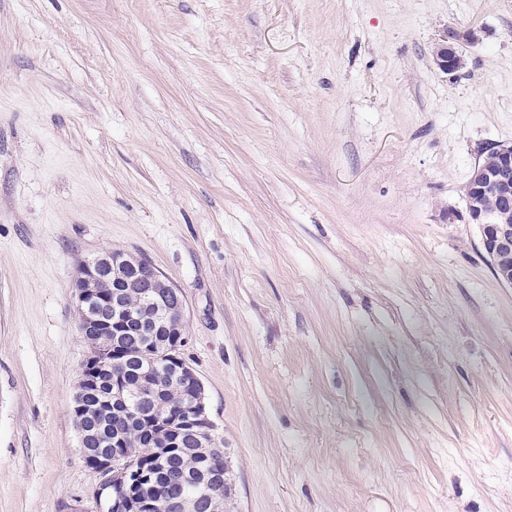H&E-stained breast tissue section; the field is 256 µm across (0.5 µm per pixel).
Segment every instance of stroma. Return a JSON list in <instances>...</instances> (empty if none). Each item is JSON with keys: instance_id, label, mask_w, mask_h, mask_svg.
Returning <instances> with one entry per match:
<instances>
[{"instance_id": "obj_1", "label": "stroma", "mask_w": 512, "mask_h": 512, "mask_svg": "<svg viewBox=\"0 0 512 512\" xmlns=\"http://www.w3.org/2000/svg\"><path fill=\"white\" fill-rule=\"evenodd\" d=\"M503 143L512 0H0V512H101L103 250L182 291L233 512H512V288L465 196ZM454 35L445 34L434 51V63L443 73L454 75L464 68L466 57L454 42Z\"/></svg>"}]
</instances>
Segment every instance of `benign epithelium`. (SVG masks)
<instances>
[{"instance_id": "benign-epithelium-1", "label": "benign epithelium", "mask_w": 512, "mask_h": 512, "mask_svg": "<svg viewBox=\"0 0 512 512\" xmlns=\"http://www.w3.org/2000/svg\"><path fill=\"white\" fill-rule=\"evenodd\" d=\"M434 63L448 75L464 68L466 57L455 43V37H442L434 51ZM465 193L469 223L479 230L481 246L493 272L502 284L512 287L511 144L498 145L493 161H479L474 165ZM107 278L114 283L110 315L92 309V303L100 301V286ZM129 281L146 285L143 291L145 308L139 314L126 310L120 283ZM75 288L81 335L110 336L114 344L123 336H163L169 358L176 363L177 377L188 385H201L195 371L179 355L180 348L187 342L182 293L150 261L125 253L117 255L113 251L99 253L80 264ZM87 346L86 362L92 370L79 375L76 403L80 412L76 427L83 458L101 477L94 497L105 512H156V501L147 494V490L160 473L130 461L124 452V438H117L110 449L85 447L88 422L81 412L82 399L87 387L93 385L98 376L110 372V362L104 351L90 342ZM112 386V404L115 406L132 405L140 398L151 402V408L144 410L139 419L148 423L146 431L156 428L160 435L166 437V447H177L188 434L199 441L213 439L214 424L206 413L203 396H198L187 409L169 408L158 414L155 406L162 391L161 381L133 387L126 383L125 377L114 372ZM205 468L208 479L203 485V495L175 499L176 512H187L189 505L194 512H224V503L234 496L228 456L221 454L208 460Z\"/></svg>"}]
</instances>
